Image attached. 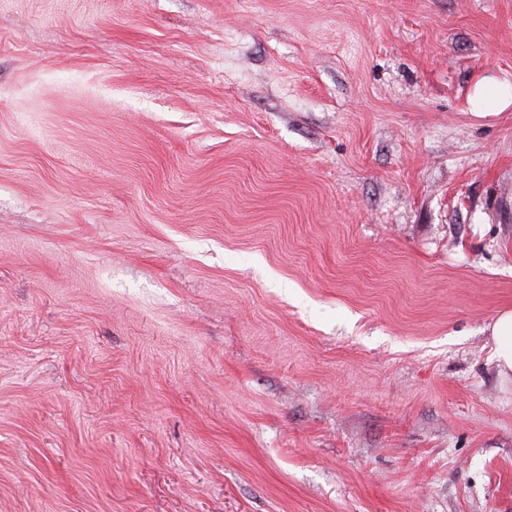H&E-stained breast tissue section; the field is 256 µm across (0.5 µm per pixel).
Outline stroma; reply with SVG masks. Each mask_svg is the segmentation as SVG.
<instances>
[{
	"instance_id": "obj_1",
	"label": "stroma",
	"mask_w": 512,
	"mask_h": 512,
	"mask_svg": "<svg viewBox=\"0 0 512 512\" xmlns=\"http://www.w3.org/2000/svg\"><path fill=\"white\" fill-rule=\"evenodd\" d=\"M512 0H0V512H512ZM494 361L498 373H512V311L501 313L491 327Z\"/></svg>"
}]
</instances>
